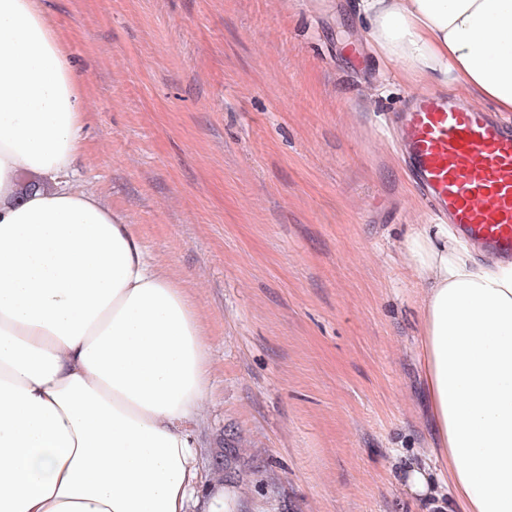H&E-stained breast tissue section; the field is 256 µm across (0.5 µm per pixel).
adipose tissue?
Returning <instances> with one entry per match:
<instances>
[{
	"instance_id": "obj_1",
	"label": "adipose tissue",
	"mask_w": 512,
	"mask_h": 512,
	"mask_svg": "<svg viewBox=\"0 0 512 512\" xmlns=\"http://www.w3.org/2000/svg\"><path fill=\"white\" fill-rule=\"evenodd\" d=\"M353 9L404 85L512 112V0ZM81 89L38 0H0V512H239L236 486L198 465L199 311L73 171ZM406 251L431 441L402 487L436 512H512V261L447 224Z\"/></svg>"
}]
</instances>
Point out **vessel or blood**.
I'll use <instances>...</instances> for the list:
<instances>
[{
    "label": "vessel or blood",
    "instance_id": "vessel-or-blood-1",
    "mask_svg": "<svg viewBox=\"0 0 512 512\" xmlns=\"http://www.w3.org/2000/svg\"><path fill=\"white\" fill-rule=\"evenodd\" d=\"M395 120L431 205L486 256L512 259V130L434 92L408 97Z\"/></svg>",
    "mask_w": 512,
    "mask_h": 512
}]
</instances>
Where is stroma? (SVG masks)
<instances>
[{
  "label": "stroma",
  "mask_w": 512,
  "mask_h": 512,
  "mask_svg": "<svg viewBox=\"0 0 512 512\" xmlns=\"http://www.w3.org/2000/svg\"><path fill=\"white\" fill-rule=\"evenodd\" d=\"M352 0H40L83 79L74 167L188 288L210 350L200 465L239 442L245 512H425L405 241L435 216L347 68Z\"/></svg>",
  "instance_id": "1"
}]
</instances>
